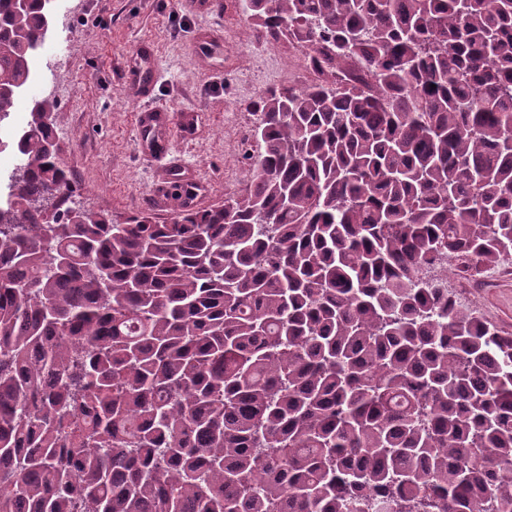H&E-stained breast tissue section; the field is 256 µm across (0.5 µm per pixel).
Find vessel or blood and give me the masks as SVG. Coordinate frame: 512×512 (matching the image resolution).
I'll use <instances>...</instances> for the list:
<instances>
[{"mask_svg": "<svg viewBox=\"0 0 512 512\" xmlns=\"http://www.w3.org/2000/svg\"><path fill=\"white\" fill-rule=\"evenodd\" d=\"M222 39L221 27L213 23L195 30L192 46L195 53L205 54L220 44ZM127 84L132 97L142 104L139 113V136L143 151L151 155L168 154L172 147L170 130L177 125L182 131H189L194 121L193 114L186 112L175 115L162 108L146 106L145 101L151 94L152 84L140 69L133 68L128 71Z\"/></svg>", "mask_w": 512, "mask_h": 512, "instance_id": "1", "label": "vessel or blood"}]
</instances>
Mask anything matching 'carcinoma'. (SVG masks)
<instances>
[{"mask_svg":"<svg viewBox=\"0 0 512 512\" xmlns=\"http://www.w3.org/2000/svg\"><path fill=\"white\" fill-rule=\"evenodd\" d=\"M49 4L0 0V122ZM244 12L319 75L244 195L84 208L49 96L11 143L0 512H512V336L433 277L512 255V0Z\"/></svg>","mask_w":512,"mask_h":512,"instance_id":"carcinoma-1","label":"carcinoma"}]
</instances>
